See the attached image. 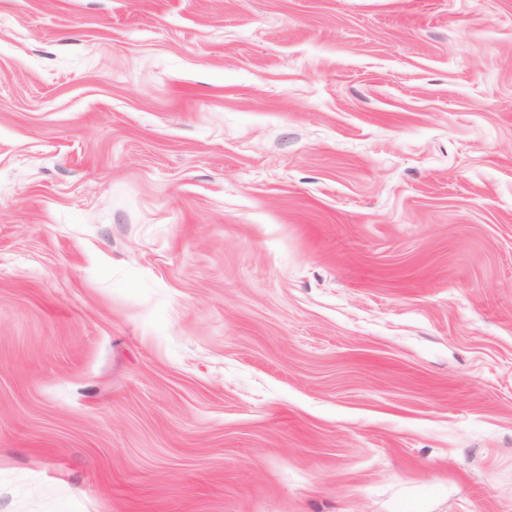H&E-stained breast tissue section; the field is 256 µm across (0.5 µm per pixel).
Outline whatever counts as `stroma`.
Returning <instances> with one entry per match:
<instances>
[{
  "label": "stroma",
  "mask_w": 512,
  "mask_h": 512,
  "mask_svg": "<svg viewBox=\"0 0 512 512\" xmlns=\"http://www.w3.org/2000/svg\"><path fill=\"white\" fill-rule=\"evenodd\" d=\"M0 512H512V0H0Z\"/></svg>",
  "instance_id": "obj_1"
}]
</instances>
